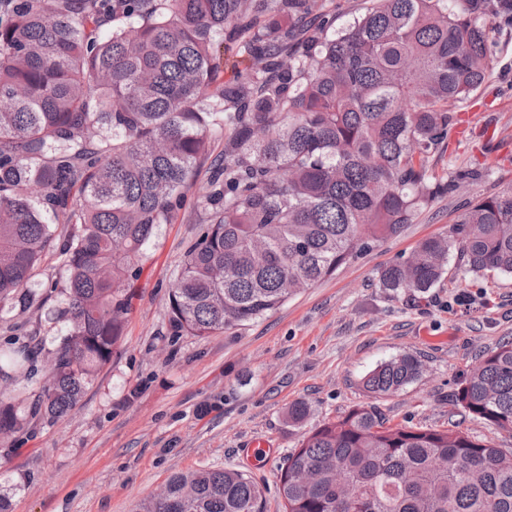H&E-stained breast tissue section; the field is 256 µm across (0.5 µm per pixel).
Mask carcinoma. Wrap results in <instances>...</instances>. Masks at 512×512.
Masks as SVG:
<instances>
[{
    "label": "carcinoma",
    "mask_w": 512,
    "mask_h": 512,
    "mask_svg": "<svg viewBox=\"0 0 512 512\" xmlns=\"http://www.w3.org/2000/svg\"><path fill=\"white\" fill-rule=\"evenodd\" d=\"M494 26L512 27V0H365L339 30L336 0H0V314L36 312L61 337L37 406L78 407L122 341L147 251L198 182L202 228L169 283L175 337L273 313L477 179H438L429 162L494 69ZM230 49L248 66L228 76ZM49 253L64 275L52 307ZM453 256L465 274L512 275V188L468 203L380 285L423 296ZM31 365L28 344L0 350V438L27 425L17 382ZM421 373L401 354L363 388L394 394ZM454 403L512 432V342L480 356ZM308 416L288 407L295 425ZM165 488L138 512H267L244 470ZM278 491L283 512H512V448L357 405L302 433Z\"/></svg>",
    "instance_id": "obj_1"
}]
</instances>
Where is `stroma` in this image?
Listing matches in <instances>:
<instances>
[{
    "label": "stroma",
    "instance_id": "35a3bbf8",
    "mask_svg": "<svg viewBox=\"0 0 512 512\" xmlns=\"http://www.w3.org/2000/svg\"><path fill=\"white\" fill-rule=\"evenodd\" d=\"M489 42L496 66L477 103L459 106L460 124L430 160L440 178L461 167L483 169V177L267 317L205 338L167 335L168 285L199 214L189 203L164 225L135 285L120 349L77 410L38 416L28 434L0 439L10 512H135L171 474L202 468L250 471L267 488V512H281L280 470L302 434L287 416L296 401L309 405L312 425L365 404L393 423L457 424L512 448V433L465 417L453 402L480 355L512 340V276L474 278L452 265L416 300L379 286L385 266L446 234L468 202L512 187V32L490 30ZM404 353L422 361L421 377L391 396L367 394L366 373ZM255 439L269 455L248 457Z\"/></svg>",
    "mask_w": 512,
    "mask_h": 512
}]
</instances>
